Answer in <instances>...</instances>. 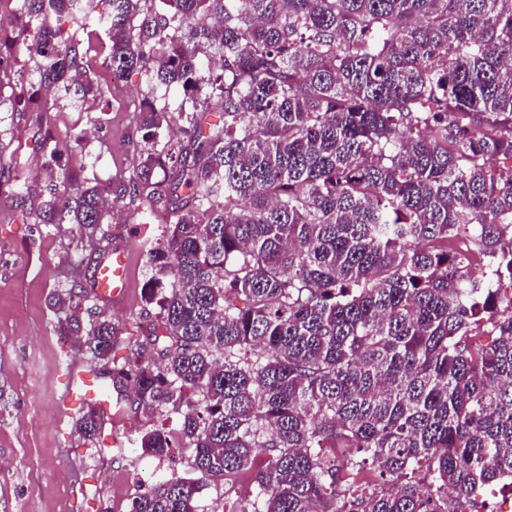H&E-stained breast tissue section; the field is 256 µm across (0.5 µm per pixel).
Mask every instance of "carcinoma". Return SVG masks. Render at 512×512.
Returning <instances> with one entry per match:
<instances>
[{
	"label": "carcinoma",
	"mask_w": 512,
	"mask_h": 512,
	"mask_svg": "<svg viewBox=\"0 0 512 512\" xmlns=\"http://www.w3.org/2000/svg\"><path fill=\"white\" fill-rule=\"evenodd\" d=\"M108 2L101 66L146 84L134 174L83 176L78 135L66 170L47 134L26 218L91 243L105 195L171 218L146 251L155 323L124 363L93 291L50 300L109 387L176 417L142 452H190L189 476L129 512H196L199 485L259 451L242 512H477L512 480V0ZM77 12L17 0L36 36L0 42V112L31 111L35 89L52 91L38 112L90 111ZM7 185L31 194L18 165ZM467 234L477 251L453 247ZM74 430L101 443L104 413ZM368 462L391 490L339 498L336 476Z\"/></svg>",
	"instance_id": "obj_1"
}]
</instances>
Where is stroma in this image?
Masks as SVG:
<instances>
[{"label": "stroma", "instance_id": "stroma-1", "mask_svg": "<svg viewBox=\"0 0 512 512\" xmlns=\"http://www.w3.org/2000/svg\"><path fill=\"white\" fill-rule=\"evenodd\" d=\"M98 107L123 113L122 121L105 120L87 149L97 158L88 177L104 182L133 174L135 111L146 91L139 72L113 82L102 72ZM12 130L8 148L0 150V173L22 160L32 184H43L46 157L40 131L60 146L87 125L82 112L63 110L37 120L35 113L6 114ZM119 217L104 224L102 247H123L129 257L130 288L126 301L106 310L121 330L112 358L121 362L143 340L149 320L141 301L149 275L146 247L166 221L164 212L143 220L118 202ZM91 246L76 225H40L25 219L22 207L0 192V512H129L134 496L152 488L171 472L187 473L189 452L174 449L162 461L145 455L135 441L144 430L161 426L162 417L131 409V390L116 392L105 409L104 438L113 449L101 452L78 437L71 415L62 414L61 396L71 364H89L88 354L74 351L54 331L48 305L55 290L70 287L69 272ZM251 486L250 474L203 487L197 512H239Z\"/></svg>", "mask_w": 512, "mask_h": 512}]
</instances>
